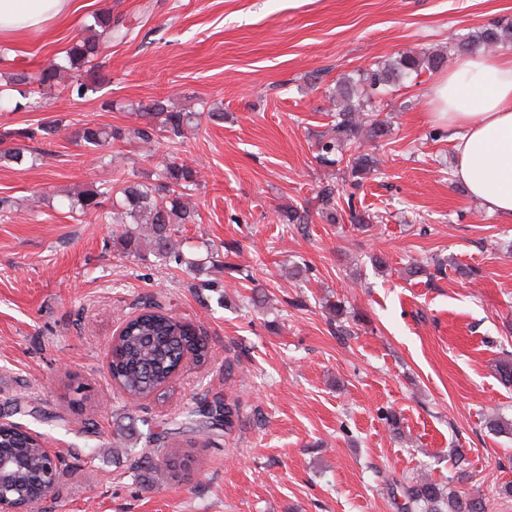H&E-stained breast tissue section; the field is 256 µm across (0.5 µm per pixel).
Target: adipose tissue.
I'll return each mask as SVG.
<instances>
[{
  "label": "adipose tissue",
  "instance_id": "1",
  "mask_svg": "<svg viewBox=\"0 0 512 512\" xmlns=\"http://www.w3.org/2000/svg\"><path fill=\"white\" fill-rule=\"evenodd\" d=\"M72 8L73 0H0V41L44 31ZM431 105L448 126L455 179L512 221V57H460L435 84Z\"/></svg>",
  "mask_w": 512,
  "mask_h": 512
}]
</instances>
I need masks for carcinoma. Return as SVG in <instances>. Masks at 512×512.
I'll use <instances>...</instances> for the list:
<instances>
[{
  "label": "carcinoma",
  "mask_w": 512,
  "mask_h": 512,
  "mask_svg": "<svg viewBox=\"0 0 512 512\" xmlns=\"http://www.w3.org/2000/svg\"><path fill=\"white\" fill-rule=\"evenodd\" d=\"M128 33L129 28L125 27L121 17L112 15L110 10L98 13L93 16V23L87 26L86 34L72 43L63 56L33 77L25 72L14 74L11 84L24 85L34 81L43 89L53 90L59 86L61 75L69 73L72 79L59 86L61 91L71 98L85 99L97 93L103 84L99 57L104 43L112 39L123 40ZM511 39L512 26L485 27L467 35L456 47L462 52H489ZM444 61V54L438 52H406L376 64L363 74V81L371 90L381 91L389 86H399L414 75L418 77L425 71H434ZM338 94L341 106L333 115L334 121L327 134L319 140L316 160L323 167L344 164L342 179L357 186L365 175L376 171L377 158L370 153H352L346 159L338 158L336 154L355 143L362 132L369 140L379 143L387 136L388 128L377 115L367 112L368 95L359 93L352 80H343ZM140 110L143 122L138 125L104 127L86 123L77 137L94 154L110 142L151 143L162 138L177 143L186 137L188 130L201 123V117L205 116L211 122L224 119L222 112H185L165 98L153 99ZM57 132L55 124L0 131V160L20 166L26 162L34 165L37 156L25 155L23 143L48 139ZM198 185V171L174 159L162 165L155 183L137 181L121 174L68 196L67 207L72 213L97 212L103 217L105 205L110 202L112 223L118 225L113 230V241L119 243L125 253L135 256L146 245L155 256L179 262L181 254L176 247L175 234L182 225L198 224L201 220L199 212L190 203L192 192ZM315 200L327 223H336V184L319 185ZM280 222L304 230L309 224V214L302 207L290 206L281 211ZM134 224L147 225V239H141L132 228ZM207 356V341L197 334L196 329L178 319L160 301L147 297L140 302L139 312L125 322L122 333L113 342L110 372L112 380L134 404L169 383L187 361L203 363ZM236 418V403L219 395L211 400L203 397L198 406L185 412L181 428L217 435L232 430ZM485 428L496 435H512V419L493 413L485 419ZM0 446L14 449L27 462L18 474L0 480V494L12 499H37L47 482L40 436L18 432L5 424L0 427ZM187 461L188 455L178 448H171L152 457H142L136 465L160 466L172 481L179 482ZM392 494L404 499L398 504L400 512H485L482 501L462 492L447 491L443 485L423 475L396 481Z\"/></svg>",
  "instance_id": "carcinoma-1"
}]
</instances>
